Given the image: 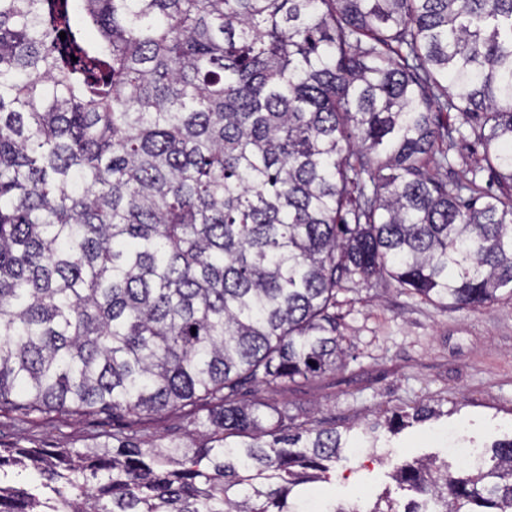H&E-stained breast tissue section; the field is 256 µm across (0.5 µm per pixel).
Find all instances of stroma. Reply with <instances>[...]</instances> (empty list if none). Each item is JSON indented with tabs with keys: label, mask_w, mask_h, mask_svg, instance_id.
I'll return each instance as SVG.
<instances>
[{
	"label": "stroma",
	"mask_w": 512,
	"mask_h": 512,
	"mask_svg": "<svg viewBox=\"0 0 512 512\" xmlns=\"http://www.w3.org/2000/svg\"><path fill=\"white\" fill-rule=\"evenodd\" d=\"M337 312L350 344L343 368L281 390L256 391L300 423L322 421L349 437L374 428L376 448L337 465L331 482L314 484L315 492L352 504L366 491L391 487L390 475L404 460L435 456L458 468L459 459L431 437L434 427L462 428L480 447L512 435V301L476 312L447 309L391 282L342 294ZM422 404L440 410L434 425L417 424L394 437L386 433L387 415ZM115 426L105 413L24 422L0 417V443L82 450ZM131 429L143 440L164 444L186 437L193 426L185 414L162 413Z\"/></svg>",
	"instance_id": "stroma-1"
}]
</instances>
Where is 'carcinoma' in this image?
Masks as SVG:
<instances>
[{
  "mask_svg": "<svg viewBox=\"0 0 512 512\" xmlns=\"http://www.w3.org/2000/svg\"><path fill=\"white\" fill-rule=\"evenodd\" d=\"M453 110L484 166L437 182ZM386 277L512 301V0H0V415L206 410L1 447L0 512H308L352 442L242 391L344 366L338 295ZM394 481L365 512H512V438Z\"/></svg>",
  "mask_w": 512,
  "mask_h": 512,
  "instance_id": "1",
  "label": "carcinoma"
}]
</instances>
